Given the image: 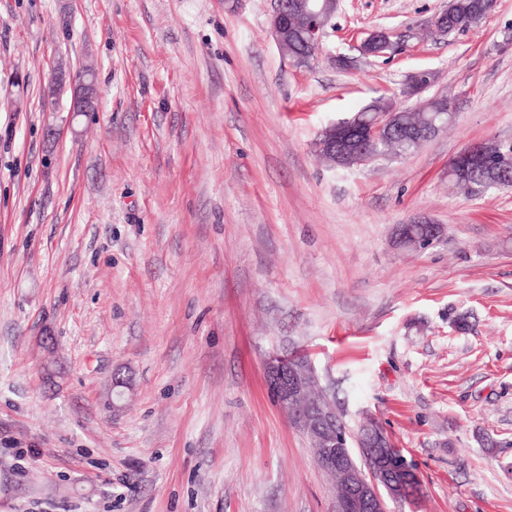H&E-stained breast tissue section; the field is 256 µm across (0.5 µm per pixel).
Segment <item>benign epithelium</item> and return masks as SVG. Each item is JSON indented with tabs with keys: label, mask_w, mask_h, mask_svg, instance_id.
<instances>
[{
	"label": "benign epithelium",
	"mask_w": 512,
	"mask_h": 512,
	"mask_svg": "<svg viewBox=\"0 0 512 512\" xmlns=\"http://www.w3.org/2000/svg\"><path fill=\"white\" fill-rule=\"evenodd\" d=\"M311 0H273L270 15V33L281 55L294 65L310 66L323 52L326 28L316 22L307 25L308 47L296 54L288 49V43L297 29L295 18L314 15ZM448 7L436 11L425 27L433 32L448 35ZM397 49L392 34L382 28L365 32L358 45L360 58L368 61L385 57ZM72 88L70 112H90L94 109L98 88L91 69L65 76L54 74L50 78L49 90L54 94L64 84ZM434 73L422 70L410 74L401 89L385 96L379 109L365 116L359 112L349 118L326 126L315 142L316 153L331 167L365 166L384 157L377 150L378 142L397 126L398 118L412 98L425 100L424 93L432 86ZM414 224L423 225V235L401 224L396 232V243L405 249L422 250L442 237L443 229L426 218L416 217ZM319 381L313 367L307 360L288 364L282 356H272L266 362L268 389L278 405L291 420L307 432L312 446V455L317 466L323 471L339 476L338 500L342 512H387L382 491L400 501L410 499L409 506H417L413 487L420 482L416 469L404 454L396 448H387L382 454V468L372 466L376 456L375 445L383 438V430L376 422L368 419L363 423L364 432L355 437L346 431L336 429L334 415L336 408L326 410L320 403L309 397L310 381ZM359 448L363 464H357L351 443Z\"/></svg>",
	"instance_id": "1"
}]
</instances>
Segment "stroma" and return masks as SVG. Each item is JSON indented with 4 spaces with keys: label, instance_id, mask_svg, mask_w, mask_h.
Here are the masks:
<instances>
[{
    "label": "stroma",
    "instance_id": "35a3bbf8",
    "mask_svg": "<svg viewBox=\"0 0 512 512\" xmlns=\"http://www.w3.org/2000/svg\"><path fill=\"white\" fill-rule=\"evenodd\" d=\"M341 0L319 60L271 0H0V512H337L265 364L299 352L414 463L416 510L512 512V189L448 162L512 139V0ZM391 58L337 69L367 30ZM92 64L95 111L47 93ZM428 69L452 127L332 169L319 132ZM426 214L444 237L392 243ZM131 384L123 401L115 375ZM462 157L464 158H468L470 160H473L474 163H472L471 165H464L462 164L459 160H457L456 158L452 159V161L450 162V164L448 165V168H452L454 167L455 168V174L458 178L460 179H468L469 176L471 175L472 173V168L475 166V165H478V164H482V167H483V164L484 161H486L488 159V156H489V153L481 146V145H476V146H472V147H469L467 148L461 155Z\"/></svg>",
    "mask_w": 512,
    "mask_h": 512
}]
</instances>
